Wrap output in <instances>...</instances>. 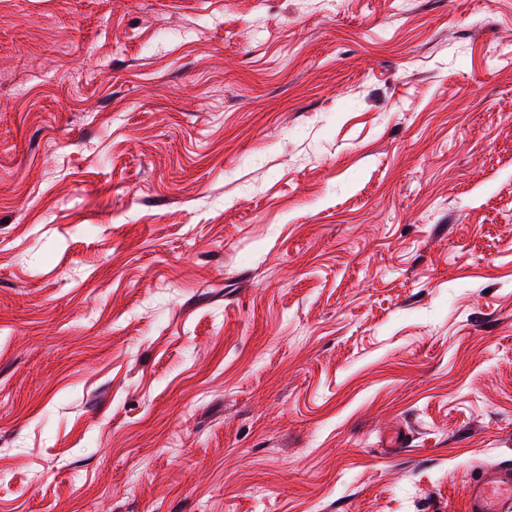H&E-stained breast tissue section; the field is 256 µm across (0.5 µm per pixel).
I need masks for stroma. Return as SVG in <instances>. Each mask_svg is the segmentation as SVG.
<instances>
[{
  "mask_svg": "<svg viewBox=\"0 0 512 512\" xmlns=\"http://www.w3.org/2000/svg\"><path fill=\"white\" fill-rule=\"evenodd\" d=\"M510 47L512 0H0V512H465Z\"/></svg>",
  "mask_w": 512,
  "mask_h": 512,
  "instance_id": "stroma-1",
  "label": "stroma"
}]
</instances>
